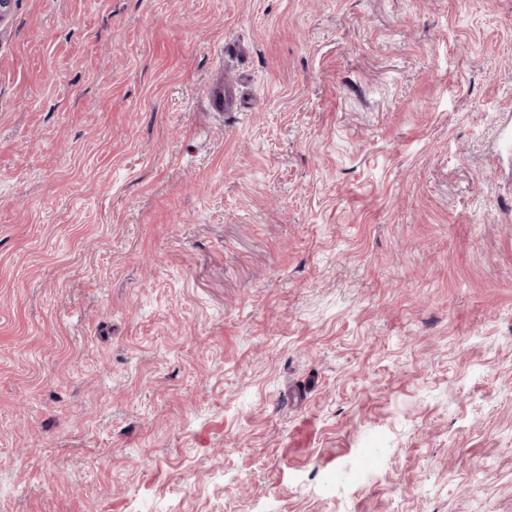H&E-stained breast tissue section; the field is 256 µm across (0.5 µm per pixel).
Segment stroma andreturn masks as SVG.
<instances>
[{
  "mask_svg": "<svg viewBox=\"0 0 512 512\" xmlns=\"http://www.w3.org/2000/svg\"><path fill=\"white\" fill-rule=\"evenodd\" d=\"M506 123L512 0H13L0 512H512Z\"/></svg>",
  "mask_w": 512,
  "mask_h": 512,
  "instance_id": "1",
  "label": "stroma"
}]
</instances>
